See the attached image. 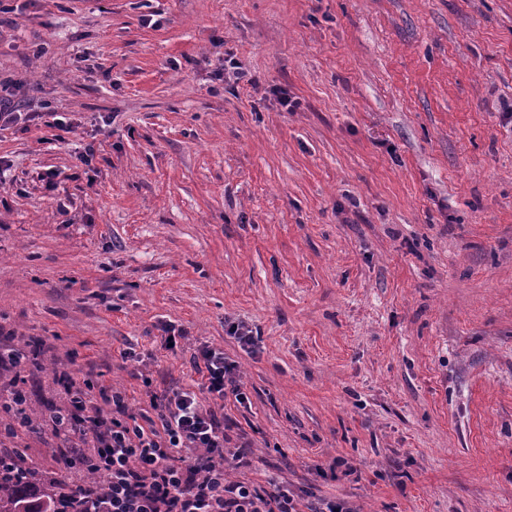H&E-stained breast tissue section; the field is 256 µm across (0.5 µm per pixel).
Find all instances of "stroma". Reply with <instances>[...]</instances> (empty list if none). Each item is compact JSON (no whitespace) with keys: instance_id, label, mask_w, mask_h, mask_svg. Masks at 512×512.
I'll return each instance as SVG.
<instances>
[{"instance_id":"stroma-1","label":"stroma","mask_w":512,"mask_h":512,"mask_svg":"<svg viewBox=\"0 0 512 512\" xmlns=\"http://www.w3.org/2000/svg\"><path fill=\"white\" fill-rule=\"evenodd\" d=\"M0 86L34 115L0 130V346L33 358L0 389L146 413L207 345L231 479L512 512V0H0ZM194 367L201 374V394H208L216 403L217 400L224 402V398L232 395L238 403H242L244 394L241 386L233 379L236 365L224 360L223 350L208 346L198 348L194 356Z\"/></svg>"}]
</instances>
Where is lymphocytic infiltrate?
<instances>
[{"label": "lymphocytic infiltrate", "mask_w": 512, "mask_h": 512, "mask_svg": "<svg viewBox=\"0 0 512 512\" xmlns=\"http://www.w3.org/2000/svg\"><path fill=\"white\" fill-rule=\"evenodd\" d=\"M194 366L199 391L152 396L155 415L147 420L109 386L80 387L63 375L66 413L56 427L54 468L71 470L84 458L107 474V484L89 494L91 512H300L298 498L282 487L260 490L228 478L224 421L200 396L243 401L236 366L207 346Z\"/></svg>", "instance_id": "f902f5d3"}]
</instances>
